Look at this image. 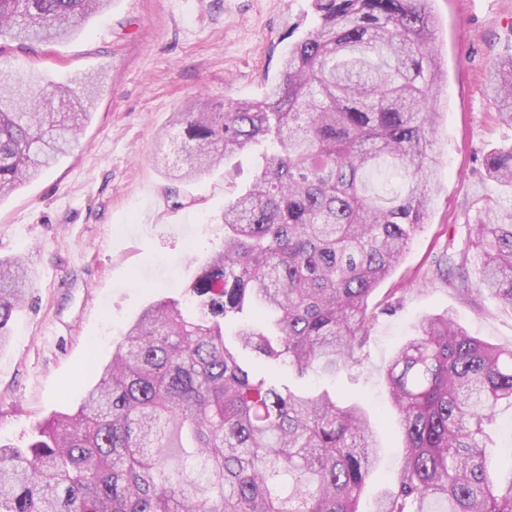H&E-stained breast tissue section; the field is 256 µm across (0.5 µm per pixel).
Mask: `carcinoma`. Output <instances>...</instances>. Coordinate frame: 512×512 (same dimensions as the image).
<instances>
[{
	"label": "carcinoma",
	"mask_w": 512,
	"mask_h": 512,
	"mask_svg": "<svg viewBox=\"0 0 512 512\" xmlns=\"http://www.w3.org/2000/svg\"><path fill=\"white\" fill-rule=\"evenodd\" d=\"M111 0H0V38L32 49L67 39ZM431 0H311L314 24L288 48L260 100L201 97L174 113L175 181L243 150L256 175L224 203V242L188 286L193 311L147 306L75 413L39 423L27 448L0 445V512H358L380 460L365 409L279 386L241 357L305 378L358 363L370 298L424 223L438 158L431 104L446 79ZM89 75L43 84L0 68V200L69 153L91 119ZM512 125V53L492 70ZM382 163L402 178L366 192ZM487 177L512 196V144ZM479 286L512 308V207L479 208ZM33 278L0 260V345ZM234 329L235 344L225 328ZM404 453L377 512H512V470L489 460L485 426L512 407V347L426 318L385 368ZM191 452L210 496L163 465Z\"/></svg>",
	"instance_id": "carcinoma-1"
}]
</instances>
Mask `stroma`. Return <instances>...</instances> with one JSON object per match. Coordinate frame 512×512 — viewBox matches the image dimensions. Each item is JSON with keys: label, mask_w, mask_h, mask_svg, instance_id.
Returning a JSON list of instances; mask_svg holds the SVG:
<instances>
[{"label": "stroma", "mask_w": 512, "mask_h": 512, "mask_svg": "<svg viewBox=\"0 0 512 512\" xmlns=\"http://www.w3.org/2000/svg\"><path fill=\"white\" fill-rule=\"evenodd\" d=\"M432 11L448 81L433 107L440 166L426 222L371 297L393 310L371 325L360 364L308 381L360 403L372 419L382 459L363 512L394 488L403 453L383 377L395 348L424 317L446 311L471 335L512 346V308L477 288L480 251L440 262L465 240L467 219L500 194L484 154L511 142L512 127L496 120L488 79L512 52V0H432ZM313 21L310 0H111L70 39L0 55L1 67L34 69L49 83L99 79L78 143L0 200V258L23 256L34 280L0 346V441L28 446L39 422L77 406L127 323L150 302L183 298L197 258L224 239L230 186L247 185L255 164L245 150L171 184L173 114L201 94L262 97L293 36Z\"/></svg>", "instance_id": "1"}]
</instances>
